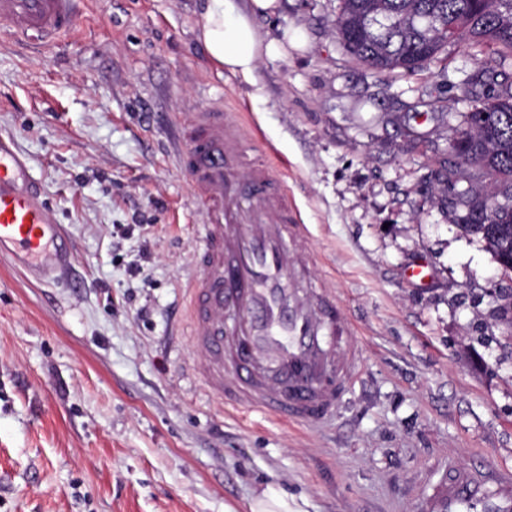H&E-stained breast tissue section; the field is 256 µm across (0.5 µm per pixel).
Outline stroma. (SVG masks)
Masks as SVG:
<instances>
[{"mask_svg":"<svg viewBox=\"0 0 512 512\" xmlns=\"http://www.w3.org/2000/svg\"><path fill=\"white\" fill-rule=\"evenodd\" d=\"M337 9L280 0L258 25L287 52L248 76L206 55L199 0H91L55 46L0 41V134L72 252L51 281L0 254V512H250L265 492L290 512H415L449 462L512 466V349L489 295L512 277L445 191L454 85L512 60L452 45L446 71L392 76L343 50ZM217 104L275 156L362 351L321 425L211 395L179 333L202 216L162 127Z\"/></svg>","mask_w":512,"mask_h":512,"instance_id":"obj_1","label":"stroma"}]
</instances>
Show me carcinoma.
<instances>
[{
    "mask_svg": "<svg viewBox=\"0 0 512 512\" xmlns=\"http://www.w3.org/2000/svg\"><path fill=\"white\" fill-rule=\"evenodd\" d=\"M334 25L347 54L382 72L412 75L423 59L445 69L449 45L512 58V0H340ZM498 77L479 69L457 86L467 111L448 150V174L475 166L491 181L461 196L460 229L494 256L512 243V84Z\"/></svg>",
    "mask_w": 512,
    "mask_h": 512,
    "instance_id": "cac0c4a2",
    "label": "carcinoma"
}]
</instances>
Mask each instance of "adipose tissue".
<instances>
[{
	"instance_id": "ef3b65f1",
	"label": "adipose tissue",
	"mask_w": 512,
	"mask_h": 512,
	"mask_svg": "<svg viewBox=\"0 0 512 512\" xmlns=\"http://www.w3.org/2000/svg\"><path fill=\"white\" fill-rule=\"evenodd\" d=\"M278 6V0H249L244 9L238 0H205L199 39L207 55L224 70L243 74L252 73L261 57L282 56V44L263 39L257 26Z\"/></svg>"
}]
</instances>
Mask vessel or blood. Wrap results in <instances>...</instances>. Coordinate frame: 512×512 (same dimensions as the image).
<instances>
[{"label":"vessel or blood","mask_w":512,"mask_h":512,"mask_svg":"<svg viewBox=\"0 0 512 512\" xmlns=\"http://www.w3.org/2000/svg\"><path fill=\"white\" fill-rule=\"evenodd\" d=\"M90 0H0V39L51 46L73 33ZM177 162L201 210L197 272L186 322L200 373L233 408L280 424L324 423L344 402L362 358L322 283L300 213L243 122L223 108L176 127ZM36 275H66V237L50 217L30 162L0 137V252ZM417 512H512V470L449 466Z\"/></svg>","instance_id":"b4317fda"}]
</instances>
